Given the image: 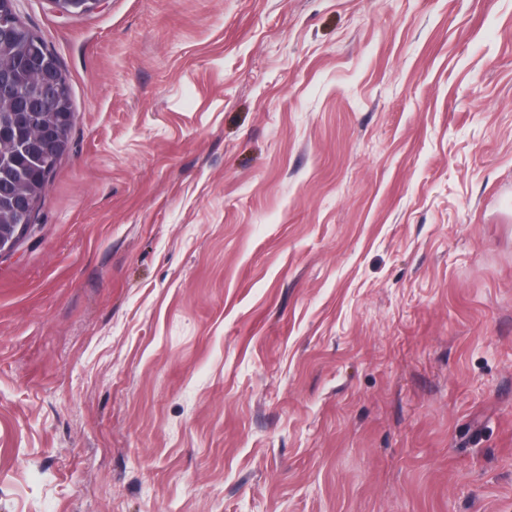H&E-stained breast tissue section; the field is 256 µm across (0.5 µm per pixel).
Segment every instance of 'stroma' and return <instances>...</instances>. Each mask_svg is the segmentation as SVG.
<instances>
[{
  "mask_svg": "<svg viewBox=\"0 0 512 512\" xmlns=\"http://www.w3.org/2000/svg\"><path fill=\"white\" fill-rule=\"evenodd\" d=\"M16 3L0 512H512V0ZM21 23L27 29V32L20 30L18 39L4 43L0 48V68L11 72L12 88L17 98L28 97L37 88L28 71L23 67L27 68L33 75H37L39 71L45 69V64L37 59L22 60L21 65L23 67L20 66V60L34 51L41 54H44L45 51L53 52L42 38L30 31L24 22L21 21ZM55 71H59L65 80L57 78L50 84L38 88L41 99L59 98L66 93L68 96L63 100L60 108L46 107L43 112H30V140L52 139L58 132L52 122H47L46 112H66L72 118L71 122L62 126V136L55 154L47 157L45 154L30 156L15 151V145L19 152L29 150L32 142L25 139L15 144L13 138H5L0 141V259L11 255L16 250L21 237L27 235L36 225L34 216L39 209L45 196L47 183L56 170L60 158L68 151L72 131L75 126V110L72 103L71 90L66 75L63 73L58 57L55 55L53 63ZM17 188L27 190L31 193L34 201V212L30 216L31 223L27 224L31 205L26 198H18L16 207L22 213V223L19 224L16 217L15 191ZM3 217V218H2Z\"/></svg>",
  "mask_w": 512,
  "mask_h": 512,
  "instance_id": "1",
  "label": "stroma"
}]
</instances>
